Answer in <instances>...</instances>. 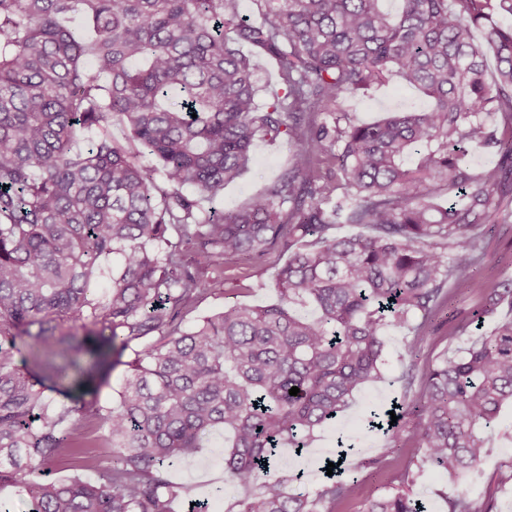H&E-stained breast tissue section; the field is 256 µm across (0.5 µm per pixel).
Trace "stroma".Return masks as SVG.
<instances>
[{"mask_svg": "<svg viewBox=\"0 0 512 512\" xmlns=\"http://www.w3.org/2000/svg\"><path fill=\"white\" fill-rule=\"evenodd\" d=\"M432 100L422 91L410 87L400 78H390L368 93L348 98L346 108L357 122H372L394 111H420L431 106ZM296 149L294 142L281 136L256 143L251 153L250 168L237 182L224 188L222 204L231 210L246 206L251 198L266 190L289 168ZM486 257L473 270L476 278L487 286H496L512 278V221L489 224L484 228ZM289 252L275 246L259 258L239 257L226 260L222 270L224 287L198 297L190 311L184 314V325H192L221 311L224 305L239 303L264 306L275 302L274 280L278 270L287 262ZM480 302L467 289L452 290L448 304L431 324L430 333L421 341L422 360L433 361L444 354L464 351L479 338L481 332L494 329L512 316V308L501 305L484 314L481 330L455 333V326L479 309ZM412 326L387 330L384 336L387 369L381 382L363 388L351 406L336 421L319 429L314 440L303 451L283 448L279 451L282 470L301 475L297 490L314 494L321 482L319 468L323 461L336 455L339 444L349 445L347 464L354 476L358 493L354 499L338 505L337 512H360L365 500L380 497L393 487L395 471L385 468L375 471L366 468L365 460L379 455L382 448L397 445L406 458H419L415 446L416 425L411 419L401 421L396 435L369 428L371 413L383 412L393 399L401 397L408 362L402 354L412 342ZM223 432L213 433L200 452L176 463L170 478L184 489L185 498L203 499L216 507L217 512H231L236 500L248 495V487L228 481L224 472ZM467 491L482 512H512V405H504L486 443V454L480 466L462 480L453 481L446 474L427 471L412 488L415 498L421 499L428 512H448L446 499L458 491Z\"/></svg>", "mask_w": 512, "mask_h": 512, "instance_id": "1", "label": "stroma"}]
</instances>
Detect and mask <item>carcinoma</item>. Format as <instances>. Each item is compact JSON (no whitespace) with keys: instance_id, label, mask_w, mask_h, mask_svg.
<instances>
[{"instance_id":"cac0c4a2","label":"carcinoma","mask_w":512,"mask_h":512,"mask_svg":"<svg viewBox=\"0 0 512 512\" xmlns=\"http://www.w3.org/2000/svg\"><path fill=\"white\" fill-rule=\"evenodd\" d=\"M238 2L0 0V483L30 512H173L182 487L167 468L220 429L227 478L256 486L234 512H336L357 494L346 469L311 498L289 490L275 449L335 421L381 378L382 333L419 315L422 340L451 289L480 296L472 322L512 303V279L470 275L483 226L512 218V0H398L394 14L384 0H258L261 25ZM493 12L504 23L479 43ZM240 44L276 64L283 96L257 102ZM392 75L433 105L356 123L345 100ZM114 121L155 163L112 140ZM280 135L298 145L288 172L244 207H214L255 142ZM474 144L500 155L477 175ZM338 224L370 233L331 235ZM278 244L290 255L276 302L182 328L224 286L226 259ZM305 302L314 316L294 312ZM145 338L114 404L58 405L16 363L21 342L59 382L104 384ZM507 402L512 318L423 364L421 390L394 407L417 421L421 461L382 449L372 464L392 458L399 487L362 512H426L404 487L428 468H475ZM90 447L110 449L109 464ZM54 463L97 478L42 481ZM447 504L481 512L463 492Z\"/></svg>"}]
</instances>
